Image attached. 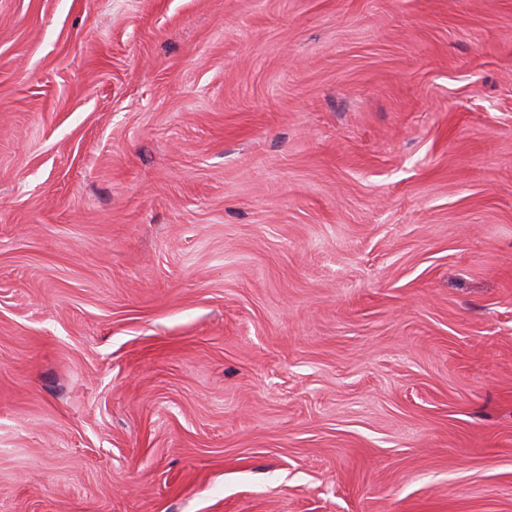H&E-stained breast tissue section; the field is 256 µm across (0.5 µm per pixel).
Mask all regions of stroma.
I'll return each mask as SVG.
<instances>
[{
    "label": "stroma",
    "instance_id": "1",
    "mask_svg": "<svg viewBox=\"0 0 512 512\" xmlns=\"http://www.w3.org/2000/svg\"><path fill=\"white\" fill-rule=\"evenodd\" d=\"M0 512H512V0H0Z\"/></svg>",
    "mask_w": 512,
    "mask_h": 512
}]
</instances>
